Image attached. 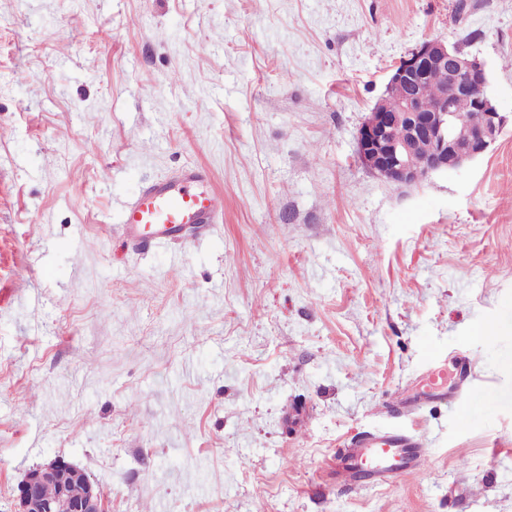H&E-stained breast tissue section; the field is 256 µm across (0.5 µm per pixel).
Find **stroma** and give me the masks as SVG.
Wrapping results in <instances>:
<instances>
[{"mask_svg":"<svg viewBox=\"0 0 512 512\" xmlns=\"http://www.w3.org/2000/svg\"><path fill=\"white\" fill-rule=\"evenodd\" d=\"M436 37L508 122L401 187L356 137ZM187 164L223 221L127 246ZM457 353L423 472L337 490L339 441ZM57 457L112 512H512V0H0V512Z\"/></svg>","mask_w":512,"mask_h":512,"instance_id":"35a3bbf8","label":"stroma"}]
</instances>
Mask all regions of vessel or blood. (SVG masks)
I'll use <instances>...</instances> for the list:
<instances>
[{
	"label": "vessel or blood",
	"mask_w": 512,
	"mask_h": 512,
	"mask_svg": "<svg viewBox=\"0 0 512 512\" xmlns=\"http://www.w3.org/2000/svg\"><path fill=\"white\" fill-rule=\"evenodd\" d=\"M224 217V198L211 185L208 170L188 164L160 179L142 181L121 213L122 231L133 246L193 245L210 225ZM473 379L469 357L436 362L421 389L404 393L400 411L447 399ZM338 484L376 487L419 471L426 459L423 439L412 427L397 424L362 433L336 451Z\"/></svg>",
	"instance_id": "b4317fda"
}]
</instances>
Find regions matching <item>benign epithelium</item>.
<instances>
[{
	"mask_svg": "<svg viewBox=\"0 0 512 512\" xmlns=\"http://www.w3.org/2000/svg\"><path fill=\"white\" fill-rule=\"evenodd\" d=\"M433 67L448 69L454 90L470 96L475 107L483 111V125L466 137L456 130L446 96L430 110L422 109L414 94L398 100L394 109L389 106L395 86L418 85ZM486 87L487 75L477 58L448 48L442 39L422 43L392 68L385 94L359 129L358 159L368 170L393 183L417 186L434 173L458 169L485 155L507 123V116ZM402 127L407 132L399 138L395 131ZM419 138L432 143L431 152L425 156L413 151ZM47 483L58 487L55 502L41 494ZM15 512H111V508L100 487L81 468L58 457L30 470L18 484Z\"/></svg>",
	"mask_w": 512,
	"mask_h": 512,
	"instance_id": "benign-epithelium-1",
	"label": "benign epithelium"
}]
</instances>
